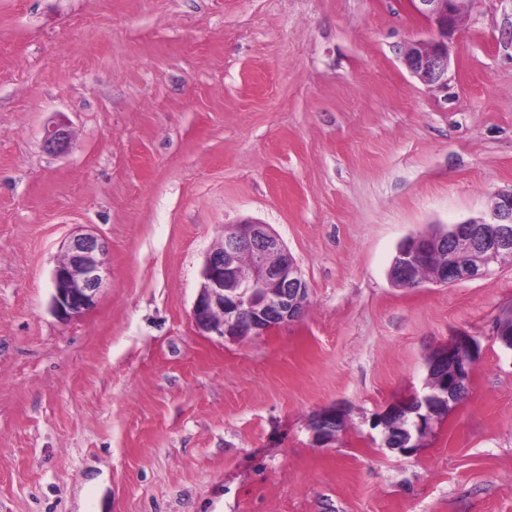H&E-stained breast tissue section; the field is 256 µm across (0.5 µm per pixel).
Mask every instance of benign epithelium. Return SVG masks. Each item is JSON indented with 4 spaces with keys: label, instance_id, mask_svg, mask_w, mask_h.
Here are the masks:
<instances>
[{
    "label": "benign epithelium",
    "instance_id": "obj_1",
    "mask_svg": "<svg viewBox=\"0 0 512 512\" xmlns=\"http://www.w3.org/2000/svg\"><path fill=\"white\" fill-rule=\"evenodd\" d=\"M412 6L432 25L436 36L409 42L404 62L422 83L444 86L450 64L448 41L459 24L456 0H412ZM69 144L65 128L46 130L48 150L62 151ZM449 232L468 236L470 252L463 260L448 256V265L436 271L434 282L450 285L490 277L501 254L512 251V188L498 192L486 210L451 225ZM443 244L442 239L414 235L400 245L399 255L409 264ZM105 252V242L93 234L77 235L68 242L52 275V306L60 319L70 320L94 308L103 284ZM242 253L249 256L248 261L239 260ZM307 297L301 269L281 240L267 225L245 220L225 232L224 242L206 257L192 317L203 334L233 339L261 336L298 320ZM475 347L474 338L458 336L433 353V364L448 366V376L442 379L446 395L467 385ZM342 419L343 413L336 408L317 413L311 427L315 443L332 442Z\"/></svg>",
    "mask_w": 512,
    "mask_h": 512
}]
</instances>
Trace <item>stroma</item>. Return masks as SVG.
<instances>
[{
	"mask_svg": "<svg viewBox=\"0 0 512 512\" xmlns=\"http://www.w3.org/2000/svg\"><path fill=\"white\" fill-rule=\"evenodd\" d=\"M432 35L411 0H0V512H79L103 470L111 512H512V260L388 276L405 238L512 186V0H463L444 90L403 64ZM246 219L305 312L202 335L205 258ZM88 232L105 285L63 321L51 273ZM463 334L466 397L383 448L374 416ZM313 420L311 431L315 443L327 445L336 437L337 422L344 420V415L341 410L335 407L318 412Z\"/></svg>",
	"mask_w": 512,
	"mask_h": 512,
	"instance_id": "35a3bbf8",
	"label": "stroma"
}]
</instances>
